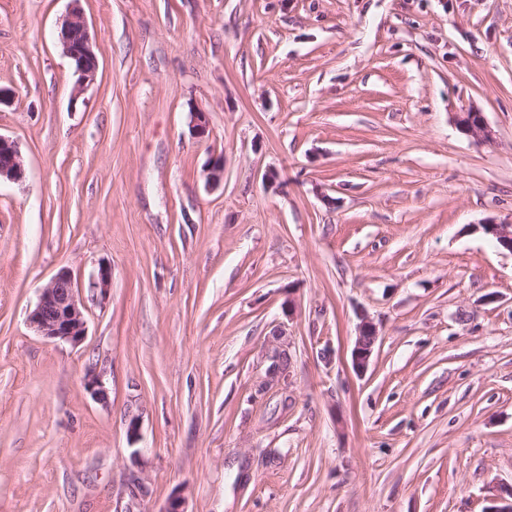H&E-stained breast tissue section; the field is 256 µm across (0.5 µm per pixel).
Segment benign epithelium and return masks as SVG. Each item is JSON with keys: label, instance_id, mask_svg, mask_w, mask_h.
I'll return each instance as SVG.
<instances>
[{"label": "benign epithelium", "instance_id": "benign-epithelium-1", "mask_svg": "<svg viewBox=\"0 0 512 512\" xmlns=\"http://www.w3.org/2000/svg\"><path fill=\"white\" fill-rule=\"evenodd\" d=\"M72 8L62 21L58 31V43L62 53L71 60L78 75L79 84L93 81L98 71V58L93 50L89 28L80 7V0H71ZM465 133L480 141L492 140V130L485 117L474 112L462 119ZM189 135L197 140L210 136V125L206 112L193 108L189 112ZM24 177V165L15 140L0 135V181L18 182ZM493 235L499 240L502 249L512 253V225L490 224ZM28 320L35 331L51 340L79 345L87 335L83 307L76 293L71 274L66 269L59 270L40 290L38 300L29 313ZM377 329L364 319L359 326L352 350V364L356 371H364L377 343ZM288 358L285 349L275 346L269 354L267 368L268 382L274 383L284 378L286 372L282 363ZM86 389L98 401H106L108 392L103 375L95 370L85 374Z\"/></svg>", "mask_w": 512, "mask_h": 512}]
</instances>
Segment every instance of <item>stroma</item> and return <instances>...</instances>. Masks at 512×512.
Masks as SVG:
<instances>
[{"label": "stroma", "instance_id": "obj_1", "mask_svg": "<svg viewBox=\"0 0 512 512\" xmlns=\"http://www.w3.org/2000/svg\"><path fill=\"white\" fill-rule=\"evenodd\" d=\"M80 6L82 88L70 0H0V135L25 169L0 182V512L511 502L512 253L483 227L512 224V0ZM62 268L77 346L27 322ZM70 1L73 5L59 28L58 43L62 53L71 60L81 86L95 79L99 63L93 50L84 13L79 5L81 0ZM463 123V130L465 133L474 139L480 141L492 140V130L488 126L485 117L479 112H472V114L461 119ZM377 340L376 327L371 321L363 319L352 350V364L356 371L363 372L367 368Z\"/></svg>", "mask_w": 512, "mask_h": 512}]
</instances>
